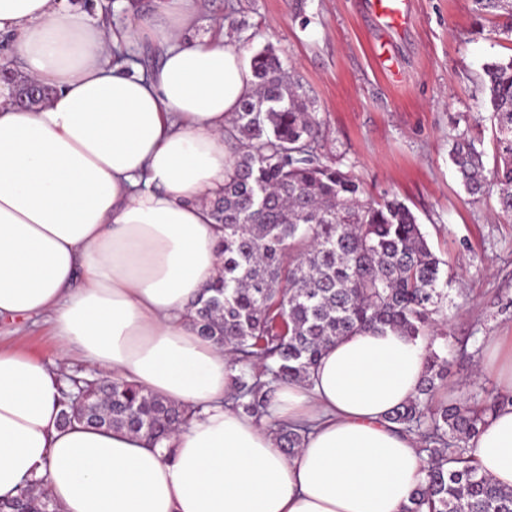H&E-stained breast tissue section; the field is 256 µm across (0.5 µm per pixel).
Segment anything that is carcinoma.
Wrapping results in <instances>:
<instances>
[{
  "mask_svg": "<svg viewBox=\"0 0 512 512\" xmlns=\"http://www.w3.org/2000/svg\"><path fill=\"white\" fill-rule=\"evenodd\" d=\"M252 68L256 91L224 130L241 151L211 201L224 231V271L193 304L200 335L229 354L235 375L228 400L259 421L270 416L276 385L306 378L343 336L390 328L427 338L418 395L389 416L418 437L426 455L424 480L405 512H512V487L479 472L467 447L504 397H435L449 361L433 342L444 337L441 325L454 304L444 261L404 203L372 199L351 174L321 157L316 115L275 49L255 53ZM481 85L493 122V167L481 144L465 135L449 157L468 196L495 193L499 212L512 217V57L485 64ZM67 381L64 426L81 418L158 442L194 416L122 381L76 375ZM308 430L278 424L280 447L295 454ZM3 508L56 512L39 481L25 482Z\"/></svg>",
  "mask_w": 512,
  "mask_h": 512,
  "instance_id": "1",
  "label": "carcinoma"
}]
</instances>
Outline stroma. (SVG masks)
Masks as SVG:
<instances>
[{"instance_id":"35a3bbf8","label":"stroma","mask_w":512,"mask_h":512,"mask_svg":"<svg viewBox=\"0 0 512 512\" xmlns=\"http://www.w3.org/2000/svg\"><path fill=\"white\" fill-rule=\"evenodd\" d=\"M367 0H203L196 34L214 18L247 54L273 45L300 81L319 121V151L351 173L373 198H397L414 213L431 249L449 263L454 289L449 345L486 346L512 336V218L495 196L471 199L448 153L460 134L494 155L480 75L485 63L512 56L505 16L475 0H409V20L378 23ZM56 340L43 316L0 321V348L55 360ZM475 359L452 363L447 392L496 393L494 377L474 379Z\"/></svg>"}]
</instances>
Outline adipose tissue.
Instances as JSON below:
<instances>
[{"label": "adipose tissue", "mask_w": 512, "mask_h": 512, "mask_svg": "<svg viewBox=\"0 0 512 512\" xmlns=\"http://www.w3.org/2000/svg\"><path fill=\"white\" fill-rule=\"evenodd\" d=\"M201 4L153 0L116 31L65 0H0V41L51 90L24 107L0 80V318L47 317L58 343L54 361L0 350V499L40 479L59 512H402L425 456L388 415L418 392L425 340L342 337L259 422L225 405L229 356L191 322L223 266L210 202L234 160L224 130L255 92L223 31L185 38ZM145 42L157 67L112 63ZM74 351L198 418L154 447L125 428L60 427ZM277 420L311 426L295 457ZM470 446L512 487L511 405Z\"/></svg>", "instance_id": "ef3b65f1"}]
</instances>
